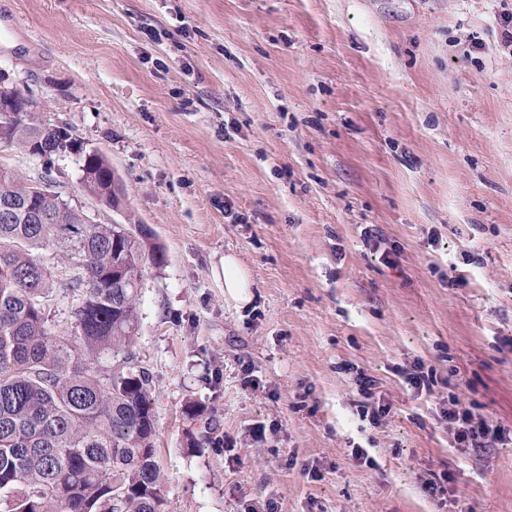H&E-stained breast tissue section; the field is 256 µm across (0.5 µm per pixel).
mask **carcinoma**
<instances>
[{"instance_id":"obj_1","label":"carcinoma","mask_w":512,"mask_h":512,"mask_svg":"<svg viewBox=\"0 0 512 512\" xmlns=\"http://www.w3.org/2000/svg\"><path fill=\"white\" fill-rule=\"evenodd\" d=\"M8 142L49 164L76 149L65 125L37 110L0 112ZM81 184L107 207L112 167L84 154ZM0 512H165L156 461L153 375L132 339L143 272L162 265L143 228L90 224L0 167ZM75 261L74 320H54L53 272L42 252Z\"/></svg>"}]
</instances>
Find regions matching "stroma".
<instances>
[{
    "label": "stroma",
    "instance_id": "obj_1",
    "mask_svg": "<svg viewBox=\"0 0 512 512\" xmlns=\"http://www.w3.org/2000/svg\"><path fill=\"white\" fill-rule=\"evenodd\" d=\"M512 0H0V72L64 124L51 168L163 255L133 349L166 512H512V442L452 447L455 396L512 431ZM122 189L83 191V155ZM375 226L394 265L362 231ZM251 302L225 296L224 255ZM468 279L451 287L456 272ZM433 370L418 394L397 366ZM354 365L393 411L358 413ZM363 448L371 464L356 461ZM450 473L444 500L422 483ZM213 273L216 278L224 279V294L240 304L250 301L252 283L248 271L235 255H224L221 265L215 267Z\"/></svg>",
    "mask_w": 512,
    "mask_h": 512
}]
</instances>
